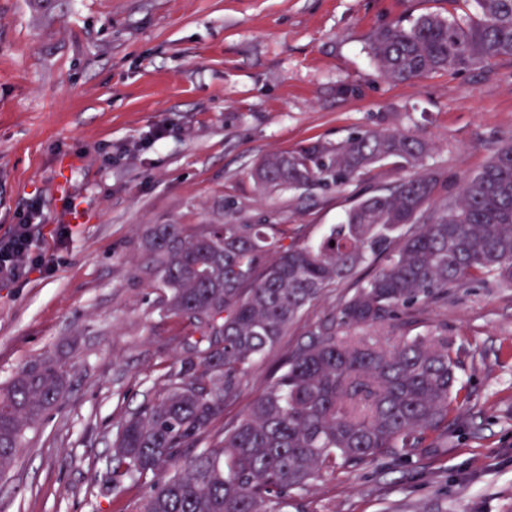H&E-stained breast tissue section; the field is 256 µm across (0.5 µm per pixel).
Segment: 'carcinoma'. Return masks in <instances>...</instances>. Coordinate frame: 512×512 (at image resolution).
Instances as JSON below:
<instances>
[{"instance_id": "cac0c4a2", "label": "carcinoma", "mask_w": 512, "mask_h": 512, "mask_svg": "<svg viewBox=\"0 0 512 512\" xmlns=\"http://www.w3.org/2000/svg\"><path fill=\"white\" fill-rule=\"evenodd\" d=\"M465 18L424 14L377 31L370 53L391 80L512 57V0H475ZM428 143L397 129L359 131L336 146L271 154L252 172L263 190L337 189L389 166L411 171L361 195L316 243L286 224H160L146 239L158 306L184 325L186 357L116 426L106 488L143 485L135 512H286L322 472L399 455L454 427L468 400L445 333L382 338L409 310L491 277L512 287V141L456 196L422 169ZM375 273L362 279L366 267ZM342 283L349 293L302 333L268 388L218 425L246 367L304 310ZM374 328L379 335L359 331ZM68 370L44 358L0 384V473L63 399Z\"/></svg>"}]
</instances>
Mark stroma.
Wrapping results in <instances>:
<instances>
[{
    "label": "stroma",
    "mask_w": 512,
    "mask_h": 512,
    "mask_svg": "<svg viewBox=\"0 0 512 512\" xmlns=\"http://www.w3.org/2000/svg\"><path fill=\"white\" fill-rule=\"evenodd\" d=\"M473 0H0V235L34 222V271L0 283V383L53 357L64 399L0 478V512H134L104 488L116 424L184 355L158 307L144 241L159 224H284L318 239L384 167L340 189H258L273 153L378 126L427 140L449 194L512 137V58L405 82L370 54L382 27ZM71 233L59 239V225ZM251 363L224 418L244 413L304 326ZM413 333L447 329L472 395L438 447L326 473L288 512H512V287L453 288L415 306Z\"/></svg>",
    "instance_id": "stroma-1"
}]
</instances>
